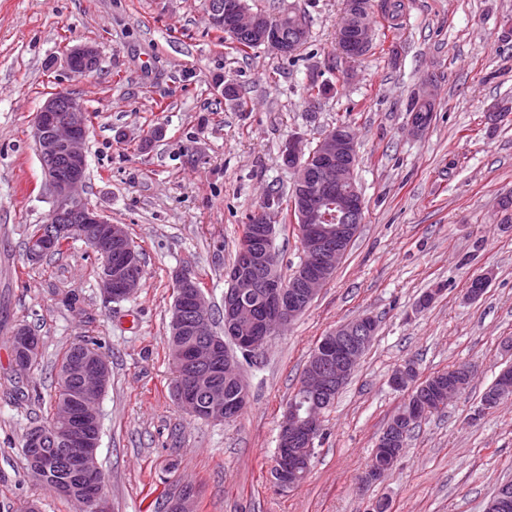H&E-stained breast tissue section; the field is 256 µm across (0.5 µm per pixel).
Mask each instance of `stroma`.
Segmentation results:
<instances>
[{
    "label": "stroma",
    "instance_id": "1",
    "mask_svg": "<svg viewBox=\"0 0 512 512\" xmlns=\"http://www.w3.org/2000/svg\"><path fill=\"white\" fill-rule=\"evenodd\" d=\"M399 28L374 17L371 51L347 65L336 48L342 0H249L303 15L300 55L238 52L212 30L204 0H0V512H77L28 474L20 443L50 410L58 363L73 343L101 345L110 383L100 401L98 465L110 512H164L181 486L196 512H485L512 481V399L481 398L512 362V0H403ZM96 46L88 77L64 65L69 46ZM334 69L335 89L312 104L307 87ZM241 102L225 101L217 76ZM430 86L434 112L410 131L407 104ZM67 90L90 113L84 196L125 225L144 262L139 291L118 303L98 287L97 254L76 241L41 262L24 242L52 202L32 138L36 113ZM355 133L364 217L333 278L241 372L250 401L230 422L201 420L172 397L168 325L175 271H193L223 326L224 271L249 214L274 198L282 271L303 259L290 219L288 137L314 148L339 122ZM487 275L484 294H466ZM433 295L420 307L424 295ZM362 316L375 333L323 413L307 479L274 486L280 422L309 354ZM40 338L17 372L9 338ZM414 361L420 377L468 364L469 387L422 418L381 479L365 482L378 438L404 404L389 384Z\"/></svg>",
    "mask_w": 512,
    "mask_h": 512
}]
</instances>
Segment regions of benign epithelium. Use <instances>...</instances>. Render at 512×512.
Returning a JSON list of instances; mask_svg holds the SVG:
<instances>
[{
  "label": "benign epithelium",
  "instance_id": "7a95c632",
  "mask_svg": "<svg viewBox=\"0 0 512 512\" xmlns=\"http://www.w3.org/2000/svg\"><path fill=\"white\" fill-rule=\"evenodd\" d=\"M206 14L209 26L224 32L232 41L249 37L259 48L281 57L294 53L307 38L302 25L288 24V12H255L245 0H206ZM370 14L365 0H345L339 48L349 64L364 57L373 45ZM98 63V52L91 44H77L66 52L65 64L73 74L88 76ZM87 134L86 104L69 91L52 93L37 112L32 137L53 206L49 224L30 242L28 256L39 260L70 237L81 235L101 260L103 271L98 284L104 296L116 302L130 298L141 287L143 273L125 252V225L112 223L79 193L86 182ZM281 154L295 176L291 206L305 243L303 261L293 276L295 288H287L278 274L276 227L270 218L273 201L266 200L249 216L248 238L239 249L236 263L224 271L228 284L224 291V335L244 353L261 350L283 325L291 324L302 314L342 260L350 245L351 228L363 220L364 200L354 183L357 149L351 130L343 126L331 129L319 141L317 151L310 154L300 140L290 139ZM174 283L182 294V303L172 309L176 335L191 337L186 343H178L188 364V381L222 369L224 376L234 383L232 392L227 394L220 386L210 387L202 406L190 384L178 389L175 400L184 410L207 420L234 419L249 399L238 358L224 351L223 340L213 337L209 304L191 272L177 271ZM257 288L262 289L263 296L259 313L250 302ZM372 334V318L362 316L339 325L313 353L300 384L308 405L289 403L280 425L273 466L274 481L280 488L302 484L310 468V460L304 459V455L321 434L324 403L340 391L354 372ZM64 374L67 378H83L84 385L83 412H65L70 423L60 433L67 445L62 463L78 472L91 488L94 512H109L96 456L99 441L87 431V425L98 422V405L109 365L100 357H80L66 364Z\"/></svg>",
  "mask_w": 512,
  "mask_h": 512
}]
</instances>
